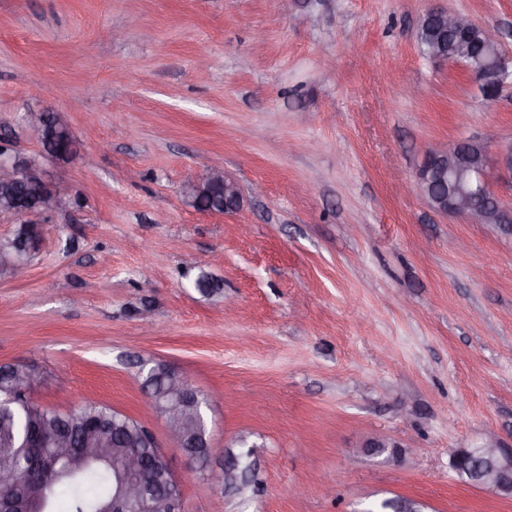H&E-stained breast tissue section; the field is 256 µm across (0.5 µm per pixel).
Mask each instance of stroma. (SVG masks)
<instances>
[{
  "label": "stroma",
  "mask_w": 512,
  "mask_h": 512,
  "mask_svg": "<svg viewBox=\"0 0 512 512\" xmlns=\"http://www.w3.org/2000/svg\"><path fill=\"white\" fill-rule=\"evenodd\" d=\"M435 8L512 56V0H0V139L71 191L0 281V365L34 369L43 407L149 428L184 512H512L449 465L490 433L512 448V238L413 188L426 143L512 141V78L490 98L425 55ZM42 110L68 158L44 159L23 120ZM214 160L236 212L181 190ZM158 363L206 397L211 465L246 487L170 443Z\"/></svg>",
  "instance_id": "obj_1"
}]
</instances>
